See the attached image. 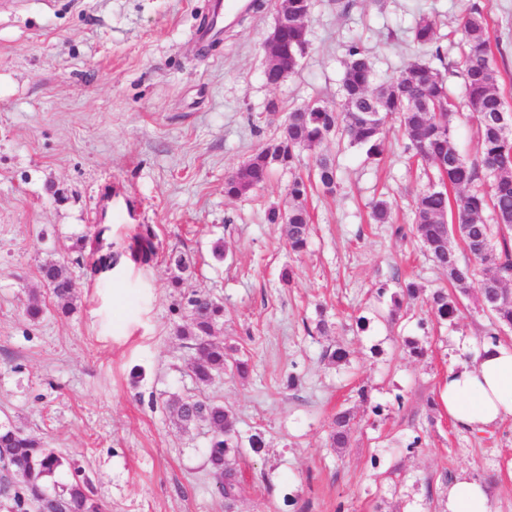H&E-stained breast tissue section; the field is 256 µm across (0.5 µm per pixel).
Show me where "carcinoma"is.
Listing matches in <instances>:
<instances>
[{
    "instance_id": "cac0c4a2",
    "label": "carcinoma",
    "mask_w": 512,
    "mask_h": 512,
    "mask_svg": "<svg viewBox=\"0 0 512 512\" xmlns=\"http://www.w3.org/2000/svg\"><path fill=\"white\" fill-rule=\"evenodd\" d=\"M312 0H280L277 12L288 14V33L278 50L280 64L264 67L267 85L277 87L295 73L299 59L309 46ZM411 41L434 49L442 59L436 23L421 15L409 28ZM463 57V96L474 115L478 161L468 163L454 137V103L440 72L428 63L413 61L388 80L376 77L372 58L352 41L346 47L338 105H303L288 112L279 135L253 152L224 181V196L238 198L262 186L275 166L294 169L303 152L312 154V173L300 175L288 185V206L266 211L269 224L280 225L288 249L299 254L308 245L311 216L306 199L314 189L334 193L340 184L335 159L320 151L332 133L346 136L372 159L384 151V127L389 119L399 121L407 148L436 175V184L421 192L414 205L412 232L427 257L448 276L450 290H437L426 297L428 312L439 322L452 323L462 316V298L477 289L489 311L492 342L506 328L512 329V166L501 158L512 146V132H502L498 114L504 97L499 88L501 71L495 59L485 14L476 6L460 19ZM492 182L491 191L475 188L481 178ZM458 238L468 259L463 260L451 245ZM131 258L148 263L158 253L150 231L138 233L128 246ZM45 288L62 302L61 310H72L75 282L65 269L46 262L39 268ZM422 289L414 282L393 296L395 320L403 301H415ZM188 321L176 327V336L190 342L193 350L191 374L208 385L229 375L246 379L251 363L247 358L228 359L227 346L215 339V329L224 318L223 304L197 294L188 298ZM172 420L182 429L206 425L212 432L206 461L224 501L231 505L244 492L238 475L242 447L231 408L196 395H174L166 402ZM355 418L351 409L336 412L329 443L348 448ZM66 469L70 478L63 484L50 483ZM0 512H104L89 480L80 467L59 455L39 438L11 424H0Z\"/></svg>"
}]
</instances>
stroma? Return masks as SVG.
I'll list each match as a JSON object with an SVG mask.
<instances>
[{
	"label": "stroma",
	"mask_w": 512,
	"mask_h": 512,
	"mask_svg": "<svg viewBox=\"0 0 512 512\" xmlns=\"http://www.w3.org/2000/svg\"><path fill=\"white\" fill-rule=\"evenodd\" d=\"M259 2L206 54L198 33L208 0H0V423L78 461L105 512H442L462 472L485 488L491 512H512V421L472 433L440 400L449 367L483 347L490 321L477 295L453 324L431 320L420 300L387 320L404 282L428 293L448 284L410 231L429 181L398 122H388L378 161L329 137L323 150L342 182L309 197L301 254L265 221L288 200V170L240 198L224 195L227 173L276 137L288 111L337 100L351 41L383 77L432 61L407 37L422 12L438 23L457 146L476 161L475 121L461 102L458 18L469 0H353L345 12L312 0L308 52L276 88L264 81L261 43L277 0ZM479 2L512 104V0ZM379 199L392 223L372 222ZM145 230L159 250L142 266L125 249ZM98 235L122 257L95 274L75 243ZM173 251L192 261L181 288ZM48 261L77 283L71 313L44 292ZM195 291L223 302L216 336L250 358L249 378L195 383L191 351L175 335ZM35 292L45 301L37 320L26 314ZM322 318L325 336L314 332ZM409 339L423 357L410 355ZM336 345L348 364L324 359ZM175 394L231 407L241 439L262 434L264 448L240 462L245 492L233 507L206 466L208 429H178L166 412ZM343 408L356 419L350 447L337 451L328 433ZM417 435L420 447L407 451Z\"/></svg>",
	"instance_id": "35a3bbf8"
}]
</instances>
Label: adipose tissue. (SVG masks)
Wrapping results in <instances>:
<instances>
[{"instance_id": "ef3b65f1", "label": "adipose tissue", "mask_w": 512, "mask_h": 512, "mask_svg": "<svg viewBox=\"0 0 512 512\" xmlns=\"http://www.w3.org/2000/svg\"><path fill=\"white\" fill-rule=\"evenodd\" d=\"M449 419L473 432L512 419V348L485 346L474 362L449 368L441 394ZM444 512H490L484 488L459 475L444 498Z\"/></svg>"}]
</instances>
